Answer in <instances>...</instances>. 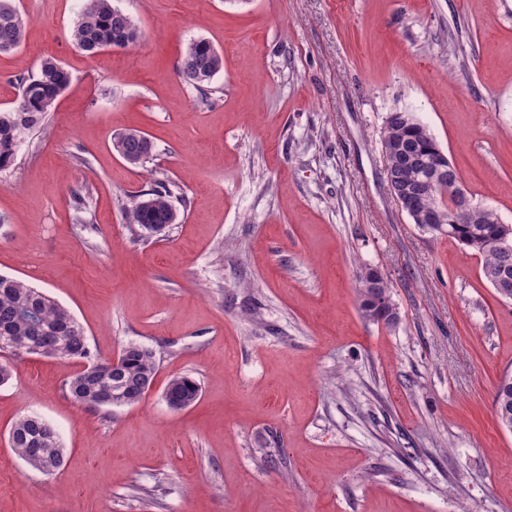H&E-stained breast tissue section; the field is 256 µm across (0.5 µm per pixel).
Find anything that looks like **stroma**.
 I'll return each instance as SVG.
<instances>
[{"label":"stroma","mask_w":512,"mask_h":512,"mask_svg":"<svg viewBox=\"0 0 512 512\" xmlns=\"http://www.w3.org/2000/svg\"><path fill=\"white\" fill-rule=\"evenodd\" d=\"M0 109L53 57L71 74L47 129L0 172V274L67 307L93 357L156 354L138 404L87 409L67 359H13L0 385V512H512V301L479 256L421 231L390 194V113L425 124L474 200L512 224V0H112L135 47L71 41L83 0H12ZM204 39L224 54L211 103L176 73ZM139 129L155 152L112 148ZM176 224L124 219L151 178ZM86 196L77 216L72 195ZM388 277L392 327L355 301ZM200 397L171 411L168 381ZM58 430L63 463L31 468L8 434ZM24 35V21L10 0L0 1V54L20 47ZM116 139H119L118 154L129 165L143 167L151 159L154 145L145 132L138 129H127L117 133ZM357 303L361 317L367 321L366 317L374 310V298L384 289L391 290V284L388 278L377 269L371 267L362 268L357 276ZM368 322V321H367ZM494 411L499 424L512 431V378L502 379L494 395Z\"/></svg>","instance_id":"obj_1"}]
</instances>
